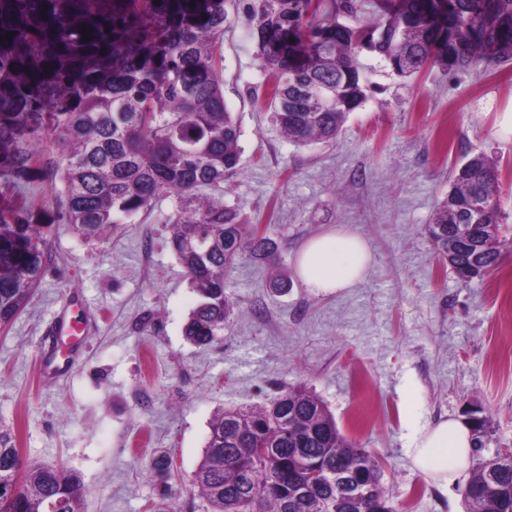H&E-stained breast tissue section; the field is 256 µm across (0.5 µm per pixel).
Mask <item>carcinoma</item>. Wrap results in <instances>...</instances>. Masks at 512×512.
<instances>
[{"mask_svg":"<svg viewBox=\"0 0 512 512\" xmlns=\"http://www.w3.org/2000/svg\"><path fill=\"white\" fill-rule=\"evenodd\" d=\"M228 2L0 0V171L28 172L35 118L46 112L59 129L62 210L83 239L100 242L112 225L174 196L169 243L199 295L184 335L203 347L229 327L230 269L244 259L278 264L276 243L224 203V181L241 160L222 79ZM247 9L272 80V118L298 146L336 138L366 101L360 49L400 77L512 61V0H382L368 25L362 0H248ZM498 197L496 166L473 154L455 169L427 225L463 282L498 266L499 232L481 230L475 260L452 228L481 224L486 205L501 221ZM24 210H0L1 328L30 301L46 267V237L26 223ZM467 417L474 447H486L489 419L478 410ZM382 477L375 457L298 386L268 405L218 412L193 483L206 512H396ZM55 502L63 512H83L80 476L24 464L13 430L0 427V512H48ZM465 503L467 512H507L512 460L490 475L475 468Z\"/></svg>","mask_w":512,"mask_h":512,"instance_id":"obj_1","label":"carcinoma"}]
</instances>
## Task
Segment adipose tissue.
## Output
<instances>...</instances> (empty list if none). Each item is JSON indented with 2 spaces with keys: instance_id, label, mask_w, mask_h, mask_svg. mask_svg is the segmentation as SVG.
<instances>
[{
  "instance_id": "ef3b65f1",
  "label": "adipose tissue",
  "mask_w": 512,
  "mask_h": 512,
  "mask_svg": "<svg viewBox=\"0 0 512 512\" xmlns=\"http://www.w3.org/2000/svg\"><path fill=\"white\" fill-rule=\"evenodd\" d=\"M371 260V252L359 235L333 228L309 239L298 250L296 275L307 288L334 293L359 283ZM472 450L471 427L455 416L419 428L410 444L414 465L443 490L466 475Z\"/></svg>"
}]
</instances>
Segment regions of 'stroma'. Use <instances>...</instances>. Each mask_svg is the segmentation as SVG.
<instances>
[{"label":"stroma","mask_w":512,"mask_h":512,"mask_svg":"<svg viewBox=\"0 0 512 512\" xmlns=\"http://www.w3.org/2000/svg\"><path fill=\"white\" fill-rule=\"evenodd\" d=\"M224 101L239 126L238 171L224 201L279 246L280 262H243L227 277L235 314L222 339L191 345L198 303L170 244L174 198L163 196L102 242L73 232L59 207L56 133L44 121L28 175L0 173V210L26 205L51 254L42 282L0 329V425L24 462L82 480L84 512H205L192 484L219 410L266 403L307 385L340 431L372 452L397 512H466L464 484L441 492L416 469L420 426L478 408L492 427L484 456L512 448V63L403 78L358 56L365 103L330 142L296 146L271 120L244 0L228 5ZM498 168L502 259L461 283L425 231L467 155ZM343 227L372 261L354 287L320 294L295 273L306 240ZM288 281L279 292L274 275ZM87 325L68 370L46 374L43 339L65 307Z\"/></svg>","instance_id":"35a3bbf8"}]
</instances>
